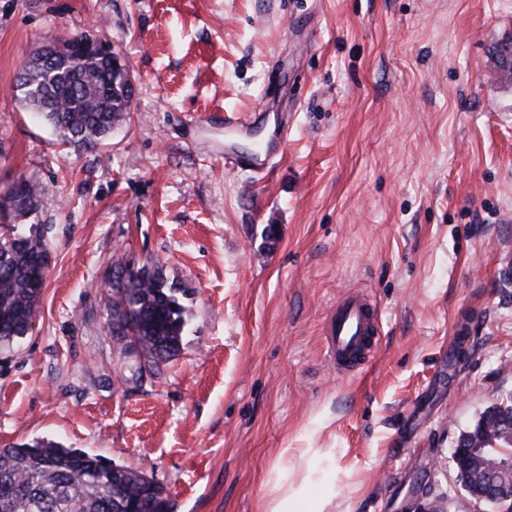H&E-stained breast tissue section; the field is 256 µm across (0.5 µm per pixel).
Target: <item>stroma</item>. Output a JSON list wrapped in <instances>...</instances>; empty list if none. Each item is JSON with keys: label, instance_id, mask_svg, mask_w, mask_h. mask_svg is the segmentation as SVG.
I'll return each mask as SVG.
<instances>
[{"label": "stroma", "instance_id": "35a3bbf8", "mask_svg": "<svg viewBox=\"0 0 512 512\" xmlns=\"http://www.w3.org/2000/svg\"><path fill=\"white\" fill-rule=\"evenodd\" d=\"M85 32L134 92L74 150L12 86L36 47ZM509 38L512 0H0V190L44 186L30 221L50 244L33 334L0 350V446L144 468L167 512H267L296 448L335 471V512H405L420 483L441 512H495L451 455L512 398ZM283 131L269 171L246 164ZM119 263L181 289L162 377L112 334ZM353 288L382 336L346 376L323 328ZM461 314L467 355L435 385Z\"/></svg>", "mask_w": 512, "mask_h": 512}]
</instances>
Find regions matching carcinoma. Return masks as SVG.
I'll return each mask as SVG.
<instances>
[{"mask_svg":"<svg viewBox=\"0 0 512 512\" xmlns=\"http://www.w3.org/2000/svg\"><path fill=\"white\" fill-rule=\"evenodd\" d=\"M16 92L27 108L40 113L56 130L62 144L77 150L97 145L125 120L132 91L113 74L103 58L86 57L72 74L64 69L49 78L33 54L25 63ZM40 183L20 177L10 197L9 222L0 224V346H10L33 327L41 290L38 267L49 259V244L39 225L28 223L40 204ZM112 284L107 302L112 334L130 336L142 351L140 373L161 375L180 350L187 326L179 302L181 288L162 270L144 266L125 271ZM498 437L490 442L474 429L460 435V453H452L459 483L475 490L489 488L492 465L511 458L512 400L483 412ZM164 489L143 469L103 463L83 450L50 440L0 447V512H159Z\"/></svg>","mask_w":512,"mask_h":512,"instance_id":"1","label":"carcinoma"}]
</instances>
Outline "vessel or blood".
<instances>
[{"instance_id": "1", "label": "vessel or blood", "mask_w": 512, "mask_h": 512, "mask_svg": "<svg viewBox=\"0 0 512 512\" xmlns=\"http://www.w3.org/2000/svg\"><path fill=\"white\" fill-rule=\"evenodd\" d=\"M381 322L371 292L357 290L340 298L325 328L326 355L339 371L365 366L378 350Z\"/></svg>"}]
</instances>
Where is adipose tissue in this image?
<instances>
[{
  "label": "adipose tissue",
  "instance_id": "obj_1",
  "mask_svg": "<svg viewBox=\"0 0 512 512\" xmlns=\"http://www.w3.org/2000/svg\"><path fill=\"white\" fill-rule=\"evenodd\" d=\"M310 449L301 448L296 452L297 475L288 483L275 484L268 503V512H327L332 496L329 491L318 489V481L326 480V473L311 475Z\"/></svg>",
  "mask_w": 512,
  "mask_h": 512
}]
</instances>
